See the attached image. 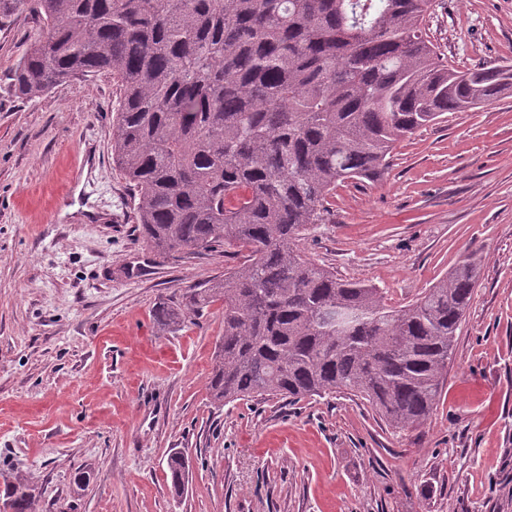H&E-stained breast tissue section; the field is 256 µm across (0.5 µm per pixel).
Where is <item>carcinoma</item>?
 Masks as SVG:
<instances>
[{"instance_id":"carcinoma-1","label":"carcinoma","mask_w":512,"mask_h":512,"mask_svg":"<svg viewBox=\"0 0 512 512\" xmlns=\"http://www.w3.org/2000/svg\"><path fill=\"white\" fill-rule=\"evenodd\" d=\"M430 0H0V25L40 21L12 73L18 96L105 73L120 83L112 160L135 224L180 261L247 252L224 276L156 309L178 327L218 302L213 404L347 392L390 427L439 400L481 263L467 255L393 307L297 242L345 184L377 182L402 138L512 91V67L455 69L422 25ZM183 493L189 464L167 462ZM3 512H35L28 476H0Z\"/></svg>"}]
</instances>
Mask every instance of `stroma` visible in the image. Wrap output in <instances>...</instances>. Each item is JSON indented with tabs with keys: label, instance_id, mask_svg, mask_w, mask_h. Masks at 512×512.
Listing matches in <instances>:
<instances>
[{
	"label": "stroma",
	"instance_id": "obj_1",
	"mask_svg": "<svg viewBox=\"0 0 512 512\" xmlns=\"http://www.w3.org/2000/svg\"><path fill=\"white\" fill-rule=\"evenodd\" d=\"M425 30L457 69L512 65V0H431ZM38 31L0 26V473L31 478L37 512H512V93L396 143L383 180L337 187L298 243L394 306L480 260L426 424L392 429L343 393L218 408L219 305L174 330L154 310L246 255L177 261L140 237L111 76L13 94ZM167 466L172 489L179 496L185 489V483L188 482L189 464L187 457L181 452L174 453L168 458Z\"/></svg>",
	"mask_w": 512,
	"mask_h": 512
}]
</instances>
